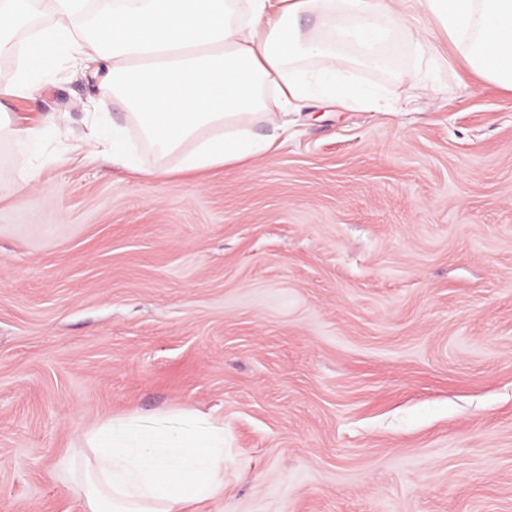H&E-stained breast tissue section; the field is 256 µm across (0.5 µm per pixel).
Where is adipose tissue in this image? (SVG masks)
Wrapping results in <instances>:
<instances>
[{"mask_svg": "<svg viewBox=\"0 0 512 512\" xmlns=\"http://www.w3.org/2000/svg\"><path fill=\"white\" fill-rule=\"evenodd\" d=\"M403 0H0V58L18 69L6 93L26 95L60 46L79 63H101L103 91L123 100L154 158L131 155L121 129L92 124L93 141L112 140V160L148 178L218 169L270 149L288 116L313 98L391 111L369 87L339 76L336 47L380 68L392 31L405 29ZM464 47L477 75L512 90V0H418ZM315 18L311 30L297 19ZM388 25L375 23V16ZM280 111H271L270 99ZM266 122L272 135L256 138ZM84 512H185L224 488V430L209 424L176 432L105 420L83 437L69 466Z\"/></svg>", "mask_w": 512, "mask_h": 512, "instance_id": "1", "label": "adipose tissue"}]
</instances>
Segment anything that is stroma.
I'll list each match as a JSON object with an SVG mask.
<instances>
[{"instance_id": "stroma-1", "label": "stroma", "mask_w": 512, "mask_h": 512, "mask_svg": "<svg viewBox=\"0 0 512 512\" xmlns=\"http://www.w3.org/2000/svg\"><path fill=\"white\" fill-rule=\"evenodd\" d=\"M405 23L383 68L336 57L393 111L309 101L244 166L67 162L126 113L64 51L0 98L66 115L38 152L0 137V512H83L85 432L192 410L224 490L191 512H512V90Z\"/></svg>"}]
</instances>
